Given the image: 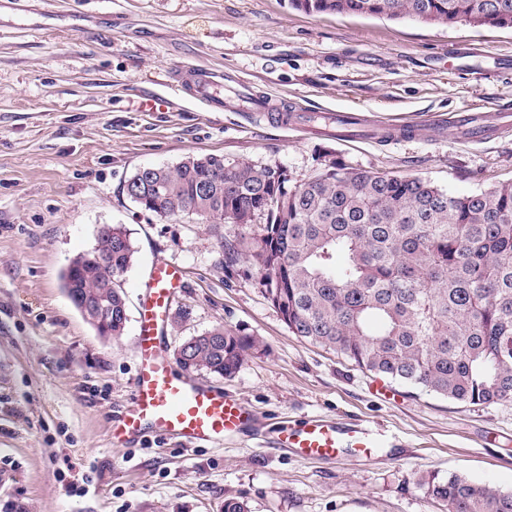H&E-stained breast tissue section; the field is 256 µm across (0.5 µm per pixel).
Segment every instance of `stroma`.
Masks as SVG:
<instances>
[{"label": "stroma", "instance_id": "1", "mask_svg": "<svg viewBox=\"0 0 512 512\" xmlns=\"http://www.w3.org/2000/svg\"><path fill=\"white\" fill-rule=\"evenodd\" d=\"M198 68L278 99L277 112L202 104L183 87ZM330 110L420 133L345 140L298 122ZM509 110L512 29L308 15L288 0H0V512H224L228 499L248 512H445L420 483L429 474L512 491V403L446 400L294 336L247 260L222 264L236 225L162 219L125 191L141 168L219 155L294 185L331 157L466 194L512 181V129L471 140L453 118ZM104 224L136 249L116 339L63 288ZM162 260L183 268L171 308L188 312L167 324V353L217 325L261 339L235 376H198L255 415V435L113 444ZM305 417L369 427L382 446L368 461L303 460L275 438Z\"/></svg>", "mask_w": 512, "mask_h": 512}]
</instances>
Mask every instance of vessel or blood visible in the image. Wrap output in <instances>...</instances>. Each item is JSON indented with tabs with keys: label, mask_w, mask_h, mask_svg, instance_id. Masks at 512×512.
Here are the masks:
<instances>
[{
	"label": "vessel or blood",
	"mask_w": 512,
	"mask_h": 512,
	"mask_svg": "<svg viewBox=\"0 0 512 512\" xmlns=\"http://www.w3.org/2000/svg\"><path fill=\"white\" fill-rule=\"evenodd\" d=\"M220 87L216 73L195 71L196 98L223 107ZM234 96L247 102L250 112L257 115L275 108L270 99L252 93L245 85L239 86ZM455 123L476 138L506 127L497 114L461 115ZM181 282L182 271L178 266L168 262L158 265L140 312L133 397L112 430L115 443H124L144 431L191 443L222 441L243 434L252 421L251 413L237 400L202 384L191 373L176 370L168 361L159 336L169 315L171 296ZM278 434L281 442L307 460L333 459L343 452L369 459L379 445L378 439L365 427H339L318 419L285 424Z\"/></svg>",
	"instance_id": "b4317fda"
}]
</instances>
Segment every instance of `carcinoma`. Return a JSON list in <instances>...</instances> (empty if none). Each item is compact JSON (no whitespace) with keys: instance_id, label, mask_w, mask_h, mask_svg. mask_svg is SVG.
<instances>
[{"instance_id":"obj_1","label":"carcinoma","mask_w":512,"mask_h":512,"mask_svg":"<svg viewBox=\"0 0 512 512\" xmlns=\"http://www.w3.org/2000/svg\"><path fill=\"white\" fill-rule=\"evenodd\" d=\"M309 14L413 18L512 27V0H289ZM148 211L194 213L253 235L221 242L225 264L243 256L288 330L359 368L454 402L512 403V181L451 194L428 180L334 159L289 189L281 168L247 158L188 155L147 179ZM125 272L135 249L126 229L97 239ZM71 295L112 294V333L123 335V290L107 272L75 262ZM193 348L194 363L234 376L259 345L221 325ZM447 512H512V492L450 475L423 479Z\"/></svg>"}]
</instances>
